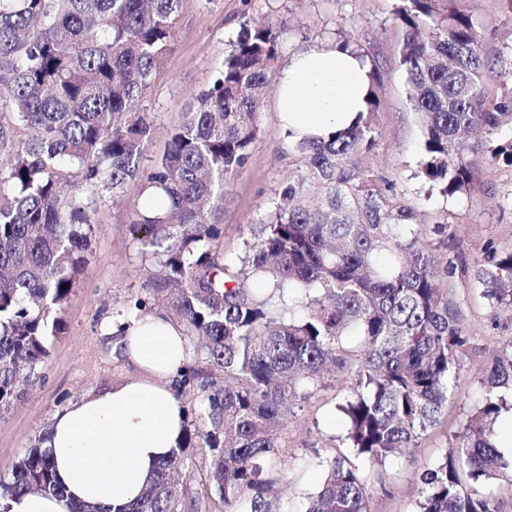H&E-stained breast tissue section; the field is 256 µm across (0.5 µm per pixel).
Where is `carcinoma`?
<instances>
[{"label": "carcinoma", "instance_id": "carcinoma-1", "mask_svg": "<svg viewBox=\"0 0 512 512\" xmlns=\"http://www.w3.org/2000/svg\"><path fill=\"white\" fill-rule=\"evenodd\" d=\"M182 0H0V411L42 379L49 343L93 255L95 215L125 195L131 245L151 263L121 317L159 303L204 357L173 384L186 422L179 446L132 504L77 503L69 512H275L288 470V414L331 387L345 442L326 461L306 512H373V464L418 448L456 398L471 344L415 208L363 160L375 145L378 71L365 111L327 140L292 143L297 171L241 243L224 245V186L245 168L275 89L281 33L243 21L213 82L185 102L152 165L142 164L159 107L151 90L175 48ZM455 0H398L399 65L419 115V174L444 196L476 190L480 158L512 166V89L485 88L488 57ZM482 294L512 311V251L479 276ZM67 288H62V285ZM483 395L449 450L419 475L416 512H504L491 490L512 486L498 420L512 390V338L484 369ZM38 435L0 478V512L30 492L65 497ZM205 488L191 487L195 457Z\"/></svg>", "mask_w": 512, "mask_h": 512}]
</instances>
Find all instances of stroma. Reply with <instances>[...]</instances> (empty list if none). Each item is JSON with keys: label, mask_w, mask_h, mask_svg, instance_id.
Masks as SVG:
<instances>
[{"label": "stroma", "mask_w": 512, "mask_h": 512, "mask_svg": "<svg viewBox=\"0 0 512 512\" xmlns=\"http://www.w3.org/2000/svg\"><path fill=\"white\" fill-rule=\"evenodd\" d=\"M395 4L396 0H182L176 49L153 89L161 114L146 154L151 160L163 150L185 101L211 82L242 21L280 27L285 65L296 54L337 45L347 34L355 38L366 63L376 64L381 109L374 115L376 144L367 164L402 203L416 207L421 224H452V236L437 244L435 253L442 260L456 258L459 264L450 286L462 306L472 342L460 358L458 396L449 401L438 425L429 430L421 448L385 460L384 482L370 480L375 512H414L419 473L445 454L478 402L484 367L501 342L512 336V320L494 309L478 289L481 271L512 251V167L485 161L478 169L477 189L468 197L429 192L418 177L421 127L407 103L406 77L398 64L403 30L395 21ZM459 6L482 32L492 63L486 89L499 94L506 87L501 71L512 72V54L506 51L512 43V0H459ZM260 127L247 166L226 187L224 242L231 247L241 242L240 225L256 217L296 168L274 100H267ZM97 221L94 254L69 299L42 380L0 413V477L10 473L58 409L137 374L114 349L112 338L103 335L101 323L117 318L130 291L140 288L148 273L133 257L124 205L102 210ZM341 401L340 391L328 389L315 395L304 411L289 417L288 453L295 462L278 489V512H302L307 497L320 487L329 449L345 434L337 410Z\"/></svg>", "instance_id": "1"}]
</instances>
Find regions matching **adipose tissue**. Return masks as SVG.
Wrapping results in <instances>:
<instances>
[{
    "mask_svg": "<svg viewBox=\"0 0 512 512\" xmlns=\"http://www.w3.org/2000/svg\"><path fill=\"white\" fill-rule=\"evenodd\" d=\"M368 84L365 64L342 49L298 54L276 86V111L294 138L327 139L363 110ZM103 330L116 337L137 376L53 414L43 449L66 495H20L9 512H68L72 501L131 503L177 448L184 410L171 380L189 355L182 327L154 313L128 326L107 320Z\"/></svg>",
    "mask_w": 512,
    "mask_h": 512,
    "instance_id": "adipose-tissue-1",
    "label": "adipose tissue"
}]
</instances>
